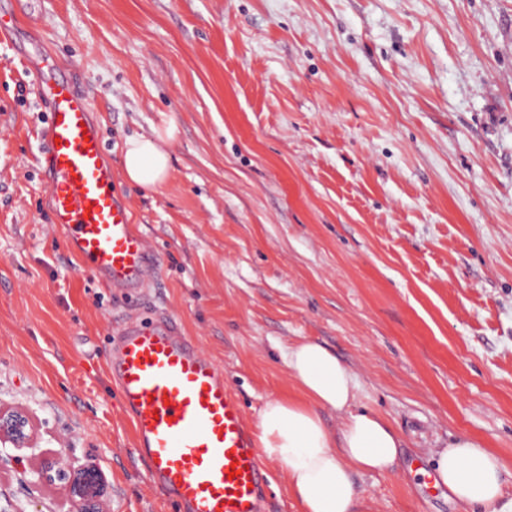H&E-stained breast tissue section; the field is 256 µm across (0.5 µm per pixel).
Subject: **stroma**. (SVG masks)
Segmentation results:
<instances>
[{"label":"stroma","instance_id":"1","mask_svg":"<svg viewBox=\"0 0 512 512\" xmlns=\"http://www.w3.org/2000/svg\"><path fill=\"white\" fill-rule=\"evenodd\" d=\"M27 50L76 68L120 169L175 123L152 191L118 178L153 245L143 296L102 287L48 222L47 110L0 43V403L36 450L98 463L112 512H178L133 451L106 370L157 312L224 369L248 427L295 393L282 353L316 341L356 405L403 440L356 476L363 512H459L432 458L459 435L512 499V0H18ZM0 446V512H68Z\"/></svg>","mask_w":512,"mask_h":512}]
</instances>
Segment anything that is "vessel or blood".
I'll return each instance as SVG.
<instances>
[{
    "mask_svg": "<svg viewBox=\"0 0 512 512\" xmlns=\"http://www.w3.org/2000/svg\"><path fill=\"white\" fill-rule=\"evenodd\" d=\"M26 68L48 105L42 158L52 224L101 283L140 292L155 280L158 256L133 230L85 93L51 55L29 57ZM107 369L131 418L136 453L181 512H258L268 478L243 410L223 368L178 319L125 323Z\"/></svg>",
    "mask_w": 512,
    "mask_h": 512,
    "instance_id": "vessel-or-blood-1",
    "label": "vessel or blood"
}]
</instances>
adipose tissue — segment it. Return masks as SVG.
<instances>
[{"label":"adipose tissue","instance_id":"1","mask_svg":"<svg viewBox=\"0 0 512 512\" xmlns=\"http://www.w3.org/2000/svg\"><path fill=\"white\" fill-rule=\"evenodd\" d=\"M175 124L126 140L121 158L125 179L146 190L169 176L170 142ZM298 393L270 397L261 408L257 443L262 454L284 472L301 512H359L358 474L393 471L401 440L389 420L354 410L353 371L320 343L300 341L286 354ZM340 413L338 429L323 414ZM437 484L446 486L461 512H512L504 501L500 458L469 436L457 437L434 464Z\"/></svg>","mask_w":512,"mask_h":512}]
</instances>
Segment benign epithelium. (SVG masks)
Listing matches in <instances>:
<instances>
[{"label": "benign epithelium", "instance_id": "7a95c632", "mask_svg": "<svg viewBox=\"0 0 512 512\" xmlns=\"http://www.w3.org/2000/svg\"><path fill=\"white\" fill-rule=\"evenodd\" d=\"M17 451L35 448L36 428L32 413L19 406L0 404V444ZM39 482L65 490L73 512H110L105 492V475L96 464L75 467L63 455L30 457Z\"/></svg>", "mask_w": 512, "mask_h": 512}]
</instances>
